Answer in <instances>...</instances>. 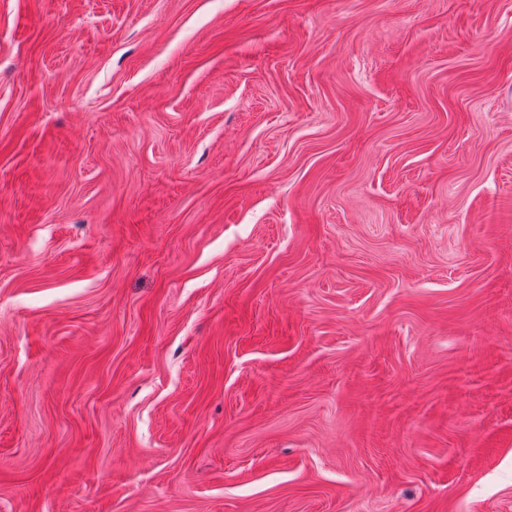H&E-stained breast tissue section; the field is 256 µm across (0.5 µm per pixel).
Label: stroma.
Segmentation results:
<instances>
[{
	"instance_id": "obj_1",
	"label": "stroma",
	"mask_w": 512,
	"mask_h": 512,
	"mask_svg": "<svg viewBox=\"0 0 512 512\" xmlns=\"http://www.w3.org/2000/svg\"><path fill=\"white\" fill-rule=\"evenodd\" d=\"M0 512H512V0H0Z\"/></svg>"
}]
</instances>
